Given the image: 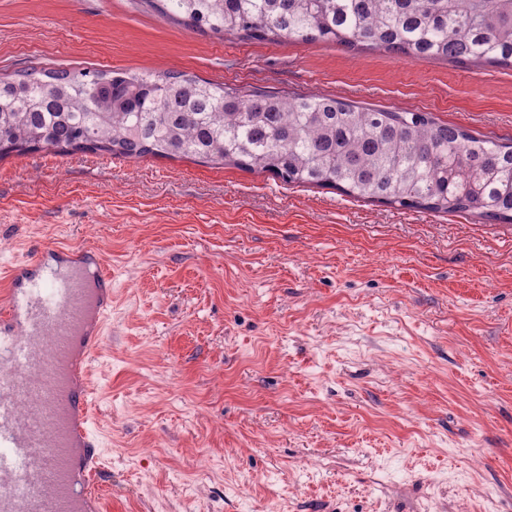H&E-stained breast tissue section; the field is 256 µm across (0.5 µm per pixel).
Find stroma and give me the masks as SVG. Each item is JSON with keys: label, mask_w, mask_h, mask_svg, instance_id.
Listing matches in <instances>:
<instances>
[{"label": "stroma", "mask_w": 512, "mask_h": 512, "mask_svg": "<svg viewBox=\"0 0 512 512\" xmlns=\"http://www.w3.org/2000/svg\"><path fill=\"white\" fill-rule=\"evenodd\" d=\"M177 71L512 143V68L218 39L141 0H0V74ZM99 252L101 512H512V224L184 156L0 159V267Z\"/></svg>", "instance_id": "1"}]
</instances>
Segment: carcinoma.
Returning <instances> with one entry per match:
<instances>
[{"instance_id":"cac0c4a2","label":"carcinoma","mask_w":512,"mask_h":512,"mask_svg":"<svg viewBox=\"0 0 512 512\" xmlns=\"http://www.w3.org/2000/svg\"><path fill=\"white\" fill-rule=\"evenodd\" d=\"M247 41H332L410 60L512 67V0H143ZM186 156L408 209L512 224V143L418 111L328 94L241 91L181 72L38 69L0 76V159L33 150ZM475 182L479 192L458 185Z\"/></svg>"}]
</instances>
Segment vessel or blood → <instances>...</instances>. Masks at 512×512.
I'll return each mask as SVG.
<instances>
[{
    "instance_id": "b4317fda",
    "label": "vessel or blood",
    "mask_w": 512,
    "mask_h": 512,
    "mask_svg": "<svg viewBox=\"0 0 512 512\" xmlns=\"http://www.w3.org/2000/svg\"><path fill=\"white\" fill-rule=\"evenodd\" d=\"M40 265L15 263L0 300V372H10L0 375V512H98L87 370L102 345L112 281L75 259L42 289L27 276Z\"/></svg>"
}]
</instances>
